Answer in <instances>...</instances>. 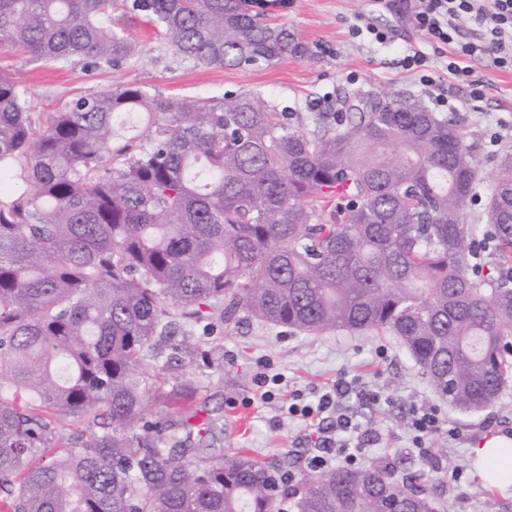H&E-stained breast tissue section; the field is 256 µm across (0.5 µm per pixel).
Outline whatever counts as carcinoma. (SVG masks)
<instances>
[{
    "mask_svg": "<svg viewBox=\"0 0 512 512\" xmlns=\"http://www.w3.org/2000/svg\"><path fill=\"white\" fill-rule=\"evenodd\" d=\"M119 1L200 64L308 53L241 0H0V39L118 64L137 51L114 25ZM28 110L0 71V512H280L288 462L207 452L224 423L193 385L161 383L155 352L177 312L205 328L245 312L307 334L395 336L462 412L512 376L511 151L478 244L476 155L417 101L360 96L313 131L251 91L196 100L130 84L39 126ZM124 120L146 121L145 137ZM487 248L498 275L482 280ZM179 351L213 356L190 335ZM149 398L163 407L151 417ZM392 504L438 512L423 475L400 482L373 464L304 478L294 508Z\"/></svg>",
    "mask_w": 512,
    "mask_h": 512,
    "instance_id": "cac0c4a2",
    "label": "carcinoma"
}]
</instances>
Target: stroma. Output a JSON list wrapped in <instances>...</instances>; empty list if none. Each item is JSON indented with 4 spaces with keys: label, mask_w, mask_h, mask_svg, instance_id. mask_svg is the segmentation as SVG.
<instances>
[{
    "label": "stroma",
    "mask_w": 512,
    "mask_h": 512,
    "mask_svg": "<svg viewBox=\"0 0 512 512\" xmlns=\"http://www.w3.org/2000/svg\"><path fill=\"white\" fill-rule=\"evenodd\" d=\"M402 0H291L285 7L268 6L263 17L288 25L310 48L304 59L286 58L272 65L240 68L206 66L178 55L160 38L148 19L128 15L126 28L138 42L136 54L118 66L93 67L72 58L44 61L31 58L0 42V70L15 74L31 96L29 116L34 125L45 122L63 102L92 90L142 84L166 96L224 97L241 91L261 93L285 109L292 124L313 128L320 112H341L345 100L357 92L412 98L433 109L438 117L455 122L481 167V184L467 221L476 238L489 233L486 202L496 175V158L512 150V70L495 66L491 58L470 60L471 77L484 86L481 100L448 74L446 59L434 55L436 83L425 87L404 58L413 51L430 52L427 39L403 18ZM364 17L385 31L384 44L350 34L355 17ZM447 104L439 107L436 96ZM192 331L206 350H220L221 363L203 365L181 358L177 346ZM173 336L159 348L165 365V386L193 383L206 410L224 422L216 440L225 456L247 448L262 458L288 462L294 480L310 469L308 458L317 438L310 422L287 413L288 389L314 397L337 379L354 381L342 401L362 435L372 438L357 463L388 466L396 480L425 470L435 489L440 512H512V486L490 489L481 478L483 468L473 450L482 441L512 439V381L500 397L478 412L451 410L434 392L402 343L393 336L341 329L307 334L238 314L235 320L215 322L212 330L174 320ZM280 374L282 394L260 401L255 379L259 372ZM380 395V403L369 400ZM439 407L443 428L427 443V453L412 445L413 408ZM457 439H450L449 431Z\"/></svg>",
    "instance_id": "stroma-1"
}]
</instances>
